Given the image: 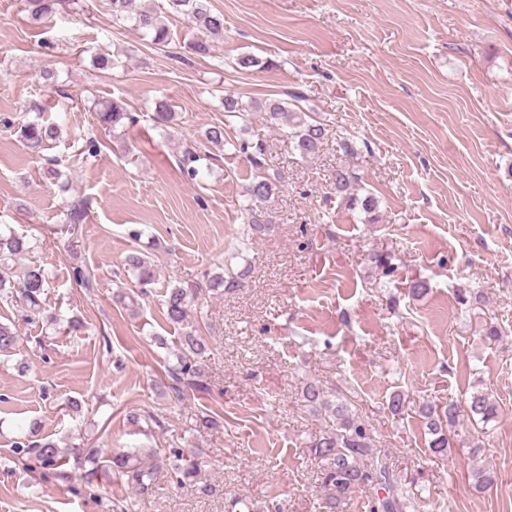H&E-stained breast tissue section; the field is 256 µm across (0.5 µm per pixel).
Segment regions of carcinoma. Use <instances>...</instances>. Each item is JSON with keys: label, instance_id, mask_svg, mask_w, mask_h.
<instances>
[{"label": "carcinoma", "instance_id": "1", "mask_svg": "<svg viewBox=\"0 0 512 512\" xmlns=\"http://www.w3.org/2000/svg\"><path fill=\"white\" fill-rule=\"evenodd\" d=\"M24 11L30 23L42 24L48 17L66 10L74 0H22ZM136 0H108L112 19L116 23H130L131 26L150 38L151 44L164 47L172 40L171 30L162 12L154 5L132 8ZM167 13L186 19L195 36L187 43L188 52L200 57H211L216 44L224 40V14L215 12L209 0H167ZM118 65L116 56L107 47H100L94 55V66L98 70H110ZM224 121L207 128L202 138L214 147L224 145L226 128L233 122L248 121L255 111H262L275 125L288 127V139L293 151L302 158L316 155L329 128L326 119L319 118L301 108L291 109L288 103L278 99L244 100L240 96L228 94L223 98ZM30 109L36 118L25 122L20 128V136L25 147L34 154H41L49 143L59 139L61 128L55 123L42 121L44 107L41 102H33ZM89 111L94 113L97 123L112 131L115 139L125 138L126 132L140 122V115L131 112L121 99L93 100ZM148 117L155 127L168 129L175 124V113L167 101L158 99L150 108ZM256 167L263 165L266 146L262 140L239 145ZM210 158L202 153L199 146L188 144L183 147L179 158L180 170L190 177L199 173L200 162ZM359 181L355 169L342 167L336 170L334 188L336 195L346 201V206L360 209L367 224L377 223L378 200L369 193L359 198L350 192L352 184ZM279 190L278 178H269L260 172L255 173L245 185L243 205L245 222L239 232V243L249 245L251 241L275 231L276 223L270 215L257 212L253 204L267 201ZM89 202L85 198H68L63 204L62 225L72 232L86 222L89 216ZM36 244L25 235L15 232H0V299L17 304L26 313V320H37L51 325L56 318L45 315L43 297L52 278L49 268L33 264L19 271L15 260L22 254L30 253ZM128 272L132 279L127 287L113 293V301L136 313L140 309L139 298L147 294V288L156 280V268L146 256L135 251L127 257ZM245 273L207 272L200 282H180L163 292L162 305L167 321L181 330L178 337L175 361L167 364L163 385L166 392L176 402L199 399L210 393L211 380L205 371V358L210 351L207 337L202 335L197 319V307L203 297H222L243 285ZM20 336L10 326L0 323V355L9 356L19 349ZM300 397L308 413L320 417L324 427L309 445L314 457L322 464L321 484L327 491L322 498L324 512H344V505L351 494L357 491L367 493L366 512H407L413 506L414 492L403 484L394 473L393 464L387 453L377 447L373 431L359 415L352 410V403L336 395L316 382H306L301 388ZM425 419L426 428L432 439L429 450L433 454L448 453V431L466 416L479 417L486 422L497 418L499 406L490 394L476 391L465 407L450 401L442 407L425 405L419 410ZM40 425L33 421L14 441L10 461L22 463L29 471L53 470L61 481L70 479L66 466L74 459L80 464L89 465L83 479L90 483L98 472L113 474L125 481L139 498L153 495L159 480L167 478L176 485L197 481L201 473V454L182 448H130L102 453L97 448H84L81 444L61 447L48 438H38ZM475 488L483 492L497 481L493 471L478 469L473 472Z\"/></svg>", "mask_w": 512, "mask_h": 512}]
</instances>
